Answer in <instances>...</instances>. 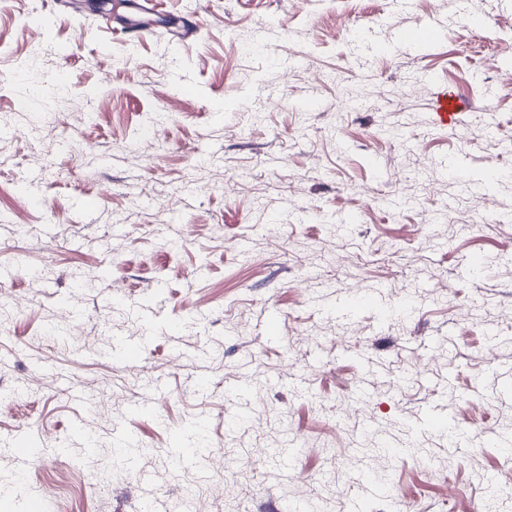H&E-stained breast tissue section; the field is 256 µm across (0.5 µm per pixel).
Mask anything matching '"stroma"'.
<instances>
[{
    "label": "stroma",
    "mask_w": 512,
    "mask_h": 512,
    "mask_svg": "<svg viewBox=\"0 0 512 512\" xmlns=\"http://www.w3.org/2000/svg\"><path fill=\"white\" fill-rule=\"evenodd\" d=\"M113 3L73 20L66 0H0V512L45 490V512H153L187 487L192 512H345L368 469L392 483L370 512H512V450L484 442L512 431V177L487 208L443 171L495 153L512 169V0H155L139 41L101 29ZM430 20L445 40L399 45ZM444 91L467 104L446 127ZM377 289L415 304L329 311ZM119 342L140 358L110 356ZM156 382V414L130 413ZM428 410L459 449L418 428ZM77 417L95 455L69 438ZM119 427L143 449L123 467ZM197 427L213 453L179 463ZM21 430L40 442L26 470ZM421 425L429 431L448 436V447L459 444V434L448 418V413H426L420 420Z\"/></svg>",
    "instance_id": "stroma-1"
}]
</instances>
